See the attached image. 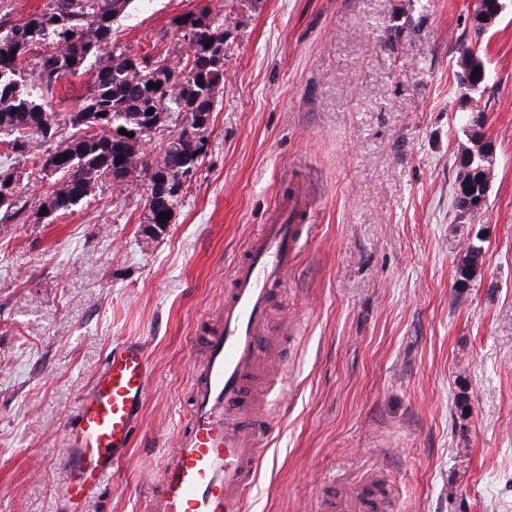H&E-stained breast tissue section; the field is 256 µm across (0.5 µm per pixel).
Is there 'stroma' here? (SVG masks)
<instances>
[{
	"label": "stroma",
	"instance_id": "1",
	"mask_svg": "<svg viewBox=\"0 0 512 512\" xmlns=\"http://www.w3.org/2000/svg\"><path fill=\"white\" fill-rule=\"evenodd\" d=\"M477 0H224V87L207 153L170 224L146 186L94 191L44 219L53 191L0 222V512H68L69 433L112 347L140 341L150 383L132 445L83 512H150L192 416L198 339L233 263L280 197L311 198L272 418L244 512H313L328 479L388 482L390 512H512V0L477 33ZM205 0H136L129 51L178 60ZM486 78L461 97L456 44ZM493 152L487 202L459 216V156ZM481 247L467 287L461 249ZM465 393L459 416L454 399Z\"/></svg>",
	"mask_w": 512,
	"mask_h": 512
}]
</instances>
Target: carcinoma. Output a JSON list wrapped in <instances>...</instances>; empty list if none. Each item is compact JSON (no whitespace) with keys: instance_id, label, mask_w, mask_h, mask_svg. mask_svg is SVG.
<instances>
[{"instance_id":"obj_1","label":"carcinoma","mask_w":512,"mask_h":512,"mask_svg":"<svg viewBox=\"0 0 512 512\" xmlns=\"http://www.w3.org/2000/svg\"><path fill=\"white\" fill-rule=\"evenodd\" d=\"M134 2L44 0L39 12L22 19L0 9V145L28 167H0V222L27 208L23 176L54 178L55 189L39 205L50 213L65 215L95 189L133 179L147 183L145 223L160 226L159 215L181 203L206 154L215 94L224 86V10L208 6L181 18L191 50L172 64L153 50L130 54L112 45V25ZM89 66L95 78L79 106L51 111L65 104L55 99L60 81ZM151 82L160 87H148ZM167 122L173 129L157 142L162 160L155 163L142 145ZM34 136L47 144L41 155L29 153ZM481 253L467 247L462 280Z\"/></svg>"}]
</instances>
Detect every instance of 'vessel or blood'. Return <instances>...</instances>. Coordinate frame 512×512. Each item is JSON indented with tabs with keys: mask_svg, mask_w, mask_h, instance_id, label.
<instances>
[{
	"mask_svg": "<svg viewBox=\"0 0 512 512\" xmlns=\"http://www.w3.org/2000/svg\"><path fill=\"white\" fill-rule=\"evenodd\" d=\"M308 202L284 196L235 262L224 306L203 335L202 358L192 376L194 408L160 478L155 512H241L254 488L268 418L254 415L253 385L270 334V308L288 292L297 264ZM150 379L142 344L121 343L98 370L70 433L63 492L70 512L131 445ZM370 486L323 500L324 512H379Z\"/></svg>",
	"mask_w": 512,
	"mask_h": 512,
	"instance_id": "obj_1",
	"label": "vessel or blood"
}]
</instances>
